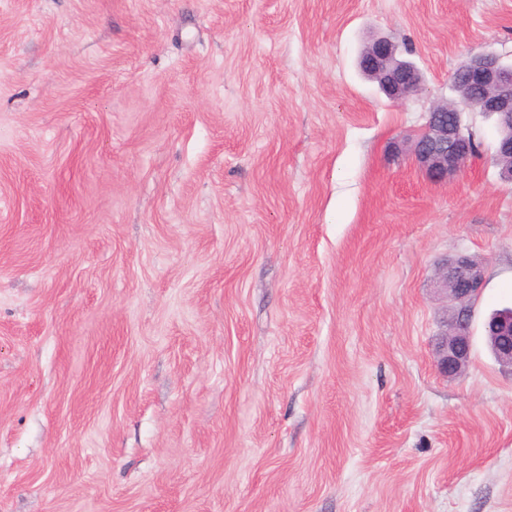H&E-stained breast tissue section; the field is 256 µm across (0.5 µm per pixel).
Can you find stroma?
Listing matches in <instances>:
<instances>
[{"label":"stroma","mask_w":512,"mask_h":512,"mask_svg":"<svg viewBox=\"0 0 512 512\" xmlns=\"http://www.w3.org/2000/svg\"><path fill=\"white\" fill-rule=\"evenodd\" d=\"M386 35L421 90L357 68ZM512 0H0V512H512V183L397 146ZM482 258L467 367L433 290ZM485 331L498 361L512 370V313L488 320Z\"/></svg>","instance_id":"stroma-1"}]
</instances>
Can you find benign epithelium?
Segmentation results:
<instances>
[{
    "mask_svg": "<svg viewBox=\"0 0 512 512\" xmlns=\"http://www.w3.org/2000/svg\"><path fill=\"white\" fill-rule=\"evenodd\" d=\"M359 66L393 101L406 100L420 89L417 67L402 58L399 45L388 37L368 43ZM464 70L465 82L452 78L459 106L433 105L411 144L415 162L436 181L457 175L473 158L463 121L465 108L493 115L496 122L512 128V63L494 53H481L470 56ZM496 154L501 164L512 166V136L498 140ZM434 284L446 302L442 331L434 347L435 366L444 376L454 377L469 361L474 305L485 286L484 262L459 255L439 266ZM485 331L498 361L512 369V313L488 321Z\"/></svg>",
    "mask_w": 512,
    "mask_h": 512,
    "instance_id": "benign-epithelium-1",
    "label": "benign epithelium"
}]
</instances>
